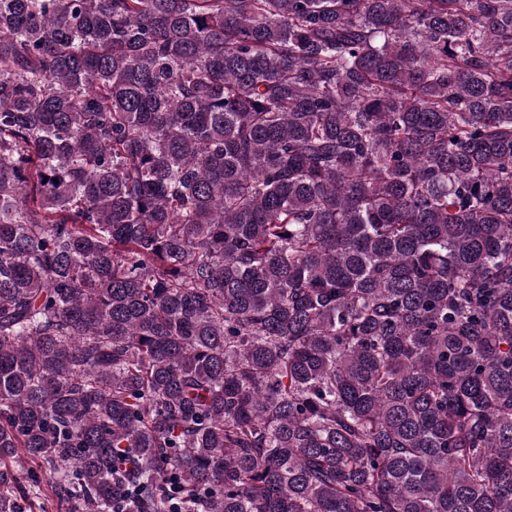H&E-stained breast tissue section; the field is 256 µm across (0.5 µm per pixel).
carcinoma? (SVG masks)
Instances as JSON below:
<instances>
[{
  "mask_svg": "<svg viewBox=\"0 0 512 512\" xmlns=\"http://www.w3.org/2000/svg\"><path fill=\"white\" fill-rule=\"evenodd\" d=\"M0 463L512 512V0H0Z\"/></svg>",
  "mask_w": 512,
  "mask_h": 512,
  "instance_id": "cac0c4a2",
  "label": "carcinoma"
}]
</instances>
